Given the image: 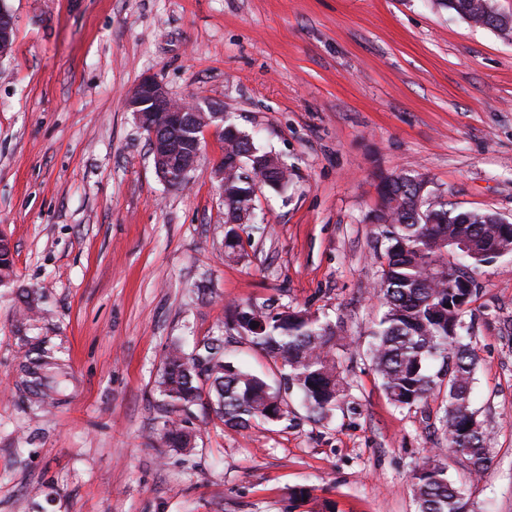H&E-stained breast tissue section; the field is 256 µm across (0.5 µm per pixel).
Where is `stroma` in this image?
<instances>
[{
    "mask_svg": "<svg viewBox=\"0 0 512 512\" xmlns=\"http://www.w3.org/2000/svg\"><path fill=\"white\" fill-rule=\"evenodd\" d=\"M16 42L0 59V512H415L411 483L438 458L471 512H512V255L481 266L465 317L478 355L473 407L491 434L481 478L449 448L441 396L395 408L367 348L384 177L425 175L434 203L512 221V40L434 0H0ZM146 75L223 108L282 157L262 233L224 259V198L204 137L183 189L155 171L125 108ZM40 309L19 315L21 292ZM328 316L348 396L312 421L248 429L195 409L196 448L165 447L155 380L173 341L219 334L235 306ZM62 368L36 408L34 348ZM224 351L273 385L272 359Z\"/></svg>",
    "mask_w": 512,
    "mask_h": 512,
    "instance_id": "1",
    "label": "stroma"
}]
</instances>
